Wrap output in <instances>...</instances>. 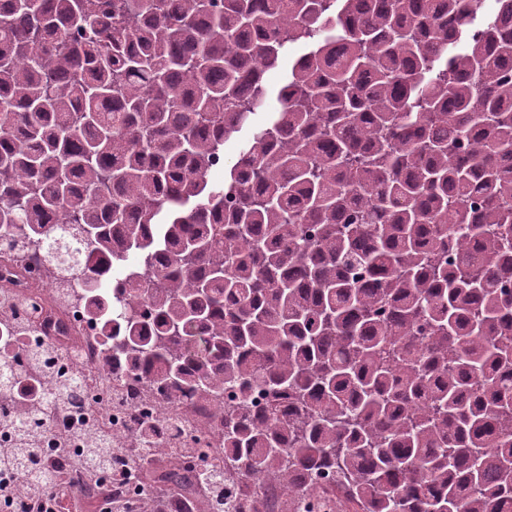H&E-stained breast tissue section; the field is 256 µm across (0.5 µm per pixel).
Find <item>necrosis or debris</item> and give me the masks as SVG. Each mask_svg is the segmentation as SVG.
I'll return each mask as SVG.
<instances>
[{"label":"necrosis or debris","instance_id":"1","mask_svg":"<svg viewBox=\"0 0 512 512\" xmlns=\"http://www.w3.org/2000/svg\"><path fill=\"white\" fill-rule=\"evenodd\" d=\"M41 282L40 270L26 273L22 284L8 290V309L15 318L37 325L50 315L64 327L63 332H50L48 340L63 352L59 362L61 371L78 377L81 385L70 394L63 409L45 411L60 434H69L83 423L95 426L108 432L118 451L125 455L140 422L160 414L181 428L180 446L218 447L217 437L209 433L212 411L207 402L195 398L159 401L122 369L114 371L111 384H104L99 330L89 323L83 308L50 303L40 287Z\"/></svg>","mask_w":512,"mask_h":512}]
</instances>
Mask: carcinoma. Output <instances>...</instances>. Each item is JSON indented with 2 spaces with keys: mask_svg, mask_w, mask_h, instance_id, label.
Here are the masks:
<instances>
[{
  "mask_svg": "<svg viewBox=\"0 0 512 512\" xmlns=\"http://www.w3.org/2000/svg\"><path fill=\"white\" fill-rule=\"evenodd\" d=\"M3 241L87 306L103 374L212 403L221 457L157 477L209 512H316L327 474L354 512H512V0H4ZM61 356L0 345L20 454ZM253 131V125H248L243 127L238 133L234 135L230 139V141L227 142L224 150V168L225 172L226 169L231 166L233 161L235 160L236 156L239 154V152L244 149L252 135ZM224 168L214 172L211 174V179L213 181H221L224 178Z\"/></svg>",
  "mask_w": 512,
  "mask_h": 512,
  "instance_id": "carcinoma-1",
  "label": "carcinoma"
}]
</instances>
